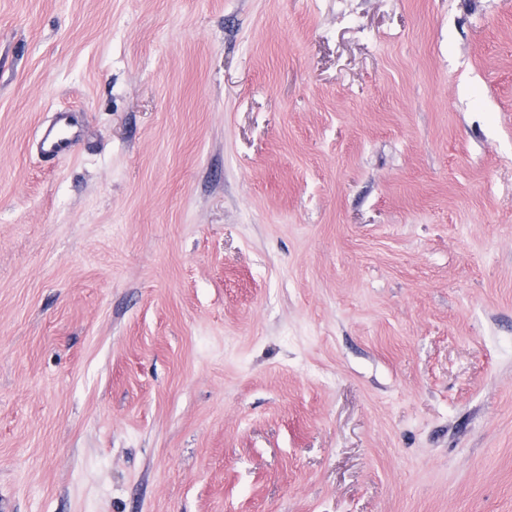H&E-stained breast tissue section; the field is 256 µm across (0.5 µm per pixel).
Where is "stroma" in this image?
I'll return each instance as SVG.
<instances>
[{"label": "stroma", "instance_id": "35a3bbf8", "mask_svg": "<svg viewBox=\"0 0 512 512\" xmlns=\"http://www.w3.org/2000/svg\"><path fill=\"white\" fill-rule=\"evenodd\" d=\"M0 512H512V0H0ZM79 136L72 112L58 110L54 112V123L43 130L39 138L38 153L50 161L71 156Z\"/></svg>", "mask_w": 512, "mask_h": 512}]
</instances>
